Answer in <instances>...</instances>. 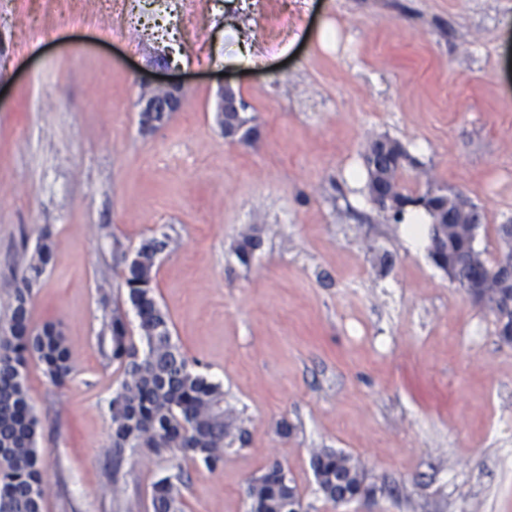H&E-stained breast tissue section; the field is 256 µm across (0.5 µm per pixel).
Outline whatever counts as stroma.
Here are the masks:
<instances>
[{"label": "stroma", "instance_id": "stroma-1", "mask_svg": "<svg viewBox=\"0 0 512 512\" xmlns=\"http://www.w3.org/2000/svg\"><path fill=\"white\" fill-rule=\"evenodd\" d=\"M69 4L0 0V309L50 233L31 326L58 324L73 355L66 386L37 360L26 371L44 512H149L172 470L141 449L113 472L121 370L100 341L113 311L137 326L121 271L152 235L169 238L155 293L172 335L248 432L221 468L183 462L185 512H248L249 481L275 462L306 512H512V344L428 235L370 202L362 160L374 138L401 141L417 164L400 185L463 194L496 254L512 221V0H197L188 21L180 0H129L121 40L98 0L56 26ZM244 42L256 66L237 63ZM166 58L187 101L145 136L141 84ZM224 77L252 144L216 121ZM253 224L245 266L234 246ZM316 448L356 459L375 498L324 501Z\"/></svg>", "mask_w": 512, "mask_h": 512}]
</instances>
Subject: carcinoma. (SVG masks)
<instances>
[{"instance_id":"obj_1","label":"carcinoma","mask_w":512,"mask_h":512,"mask_svg":"<svg viewBox=\"0 0 512 512\" xmlns=\"http://www.w3.org/2000/svg\"><path fill=\"white\" fill-rule=\"evenodd\" d=\"M362 158L367 188L382 175L395 187L398 208L379 204V211L397 224L405 220L409 207L420 208L436 220L432 207L446 194L439 189L412 196L397 181L399 170L417 165L403 143L389 137L374 139ZM261 234L257 226L242 234L235 247L241 263H249ZM469 234L467 224L448 225V255L436 260L437 266H454ZM166 247L165 238L147 237L123 268L140 336H130L118 312L107 324L108 358L122 369L120 387L108 402L112 450L119 457L128 448H145L155 455L198 462L212 471L224 465L226 449L237 442L245 444L246 431L226 417L222 386L197 371L173 341L169 318L154 293L158 256ZM52 260L53 242L46 233L32 254L22 256L23 274L0 321V512H44L47 481L37 446L40 421L30 404L26 369L29 359H37L46 379L56 387L66 385L73 371L70 349L57 324L46 322L39 329L30 325L34 289ZM480 293L494 322L500 323L507 302L495 281H484ZM175 468L177 472L152 482V512H184L182 468L179 464ZM311 469L317 491L331 503L347 494L375 490L360 466L341 451L313 452ZM247 497L252 512H291L288 501L300 499L290 480H273L266 473L249 482Z\"/></svg>"}]
</instances>
